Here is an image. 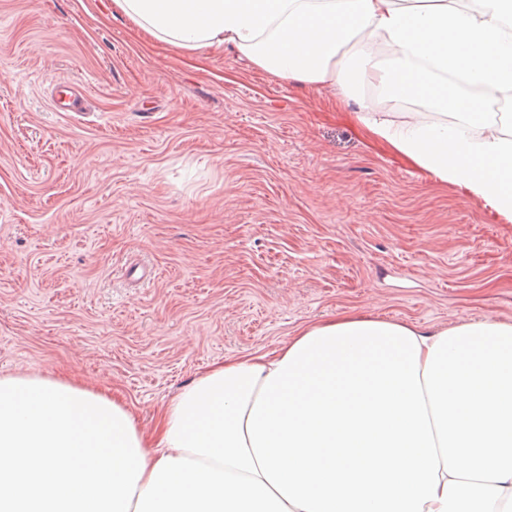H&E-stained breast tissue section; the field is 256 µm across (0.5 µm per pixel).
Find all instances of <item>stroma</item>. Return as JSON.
Instances as JSON below:
<instances>
[{
  "mask_svg": "<svg viewBox=\"0 0 512 512\" xmlns=\"http://www.w3.org/2000/svg\"><path fill=\"white\" fill-rule=\"evenodd\" d=\"M364 310L512 322V223L330 86L153 42L111 0H0V374L116 392L148 430L212 363Z\"/></svg>",
  "mask_w": 512,
  "mask_h": 512,
  "instance_id": "35a3bbf8",
  "label": "stroma"
}]
</instances>
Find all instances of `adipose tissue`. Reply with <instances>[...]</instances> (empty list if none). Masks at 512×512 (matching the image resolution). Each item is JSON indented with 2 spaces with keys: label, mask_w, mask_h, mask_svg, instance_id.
<instances>
[{
  "label": "adipose tissue",
  "mask_w": 512,
  "mask_h": 512,
  "mask_svg": "<svg viewBox=\"0 0 512 512\" xmlns=\"http://www.w3.org/2000/svg\"><path fill=\"white\" fill-rule=\"evenodd\" d=\"M154 40L328 84L399 157L512 223V0H112ZM351 56H342L343 46ZM386 57H378L377 47ZM414 100L396 121L377 98ZM0 512H512V322L370 312L210 365L140 429L0 375Z\"/></svg>",
  "instance_id": "obj_1"
}]
</instances>
